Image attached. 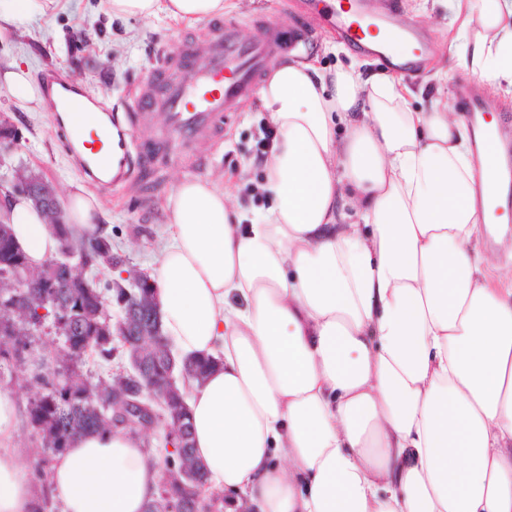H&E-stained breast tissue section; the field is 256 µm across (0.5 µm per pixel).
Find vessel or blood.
<instances>
[{
	"label": "vessel or blood",
	"mask_w": 512,
	"mask_h": 512,
	"mask_svg": "<svg viewBox=\"0 0 512 512\" xmlns=\"http://www.w3.org/2000/svg\"><path fill=\"white\" fill-rule=\"evenodd\" d=\"M323 2L324 15L341 37L355 44L366 39L370 28L355 17L353 8ZM209 29L212 39L205 55L185 42L163 48L157 66L132 92L130 123L155 110L164 115L157 138L137 148L127 125L108 109L100 128L107 147H91L82 138V127L97 116L89 110L92 96L69 78L53 71L45 74L46 97L68 153L92 184L125 187L140 180L166 146L216 134L225 113L254 94L257 82L284 49L283 32L272 21L266 23L264 37L250 44L239 43L233 23L223 19L210 21Z\"/></svg>",
	"instance_id": "1"
}]
</instances>
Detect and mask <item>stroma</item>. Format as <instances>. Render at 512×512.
<instances>
[{
    "label": "stroma",
    "mask_w": 512,
    "mask_h": 512,
    "mask_svg": "<svg viewBox=\"0 0 512 512\" xmlns=\"http://www.w3.org/2000/svg\"><path fill=\"white\" fill-rule=\"evenodd\" d=\"M226 17L236 19L237 37L253 42L263 19L277 20L282 30L306 32L307 45L295 49L296 58L332 70L357 63L362 74L384 69L371 51L344 44L340 53L330 49L339 36L314 6L315 0H237ZM382 22L412 30L425 45L423 62L403 71L405 82L418 84L438 68H451L452 78L443 83L445 95L457 105L477 82L458 64L460 46L452 13L432 0H397L395 12L381 14ZM189 40L204 44L205 25L187 27L167 20L115 18L107 0H60L57 8L36 19L32 26L0 42V60L16 59L40 73L54 70L83 85L97 102L123 107L127 95L146 78L158 48ZM7 113L22 133L20 147L6 155L0 174L24 167L51 181L58 197H66L72 182L80 181L51 112H22L0 97V113ZM258 99H250L226 120L219 138L193 141L180 150L178 159L160 158L155 169L137 185L99 191L112 232V246L136 270L148 271L160 247L168 196L186 179L224 177L227 188L242 209L265 205L258 190L263 180L257 140L268 127Z\"/></svg>",
    "instance_id": "1"
}]
</instances>
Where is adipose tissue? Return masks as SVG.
Instances as JSON below:
<instances>
[{"mask_svg":"<svg viewBox=\"0 0 512 512\" xmlns=\"http://www.w3.org/2000/svg\"><path fill=\"white\" fill-rule=\"evenodd\" d=\"M56 0H0V40ZM461 61L512 97V0H451ZM118 17L192 25L231 0H108ZM43 97L19 61L0 95ZM278 137L242 210L223 181L169 196L150 274L161 331L213 370L189 380L193 446L224 512H512V275L481 249L492 211L481 137L454 99L356 66L279 59L259 89ZM427 98L423 110L414 100ZM10 233L40 266L58 240L17 196ZM73 184L62 220L103 226ZM0 392V512L38 494ZM164 478L123 429L76 436L48 488L62 512H146Z\"/></svg>","mask_w":512,"mask_h":512,"instance_id":"1","label":"adipose tissue"}]
</instances>
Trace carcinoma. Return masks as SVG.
I'll return each mask as SVG.
<instances>
[{
  "label": "carcinoma",
  "instance_id": "1",
  "mask_svg": "<svg viewBox=\"0 0 512 512\" xmlns=\"http://www.w3.org/2000/svg\"><path fill=\"white\" fill-rule=\"evenodd\" d=\"M53 230L59 241L56 258L60 265L50 274L42 267H32L12 236H0V280L23 282L21 292L28 301L24 315L9 314L2 309L9 300V289L0 288L3 295L0 338L7 343L5 347L0 345V383L13 375V370L23 365L26 358L44 350L43 337L48 335V328L59 341L56 369L72 379L70 386L59 387L55 383L58 373L35 377L37 395L29 401L27 417L35 441L42 449L36 460L38 472L47 476L48 456L61 452L73 436L119 425L143 436L144 443L153 449L164 469V485L158 501L150 504L147 512H165L171 500L187 503L196 500L203 508L212 506L218 497L207 494L202 468H197L196 476L186 478V459L179 451L167 449L169 441L177 440L183 433L188 435L187 443H192L189 413H184V421L178 423L167 408L147 398V388L159 386L164 379L167 339L159 330L153 336L140 335L137 314L125 308H118V318H112V304L121 295V290L112 288V280H107L102 288L95 282L90 288L66 287V263H74L84 255L89 259L93 276L116 272L123 257L111 248L101 250L104 244L112 245V236L101 233L77 236L66 224H56ZM121 320L128 324L131 335H117ZM116 342L123 347L126 358L135 355L139 362L95 384L84 380L82 370L89 358H97L102 365L112 363ZM123 378L126 397L150 405L154 422L163 431L162 440H155L138 425L125 423L126 407L112 403V388Z\"/></svg>",
  "mask_w": 512,
  "mask_h": 512
}]
</instances>
